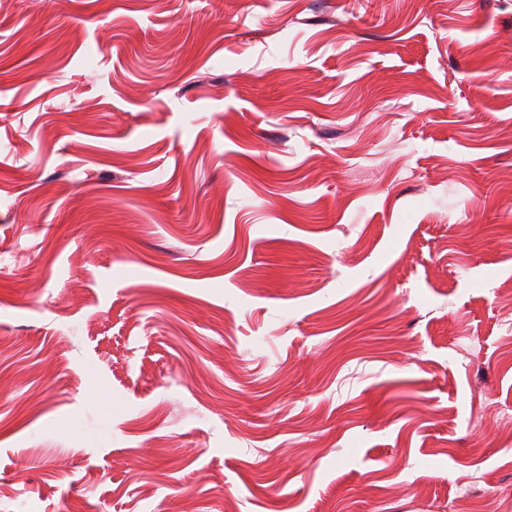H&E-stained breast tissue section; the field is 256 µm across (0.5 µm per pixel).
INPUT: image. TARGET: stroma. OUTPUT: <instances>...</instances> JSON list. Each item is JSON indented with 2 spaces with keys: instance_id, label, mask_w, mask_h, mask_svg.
Wrapping results in <instances>:
<instances>
[{
  "instance_id": "obj_1",
  "label": "stroma",
  "mask_w": 512,
  "mask_h": 512,
  "mask_svg": "<svg viewBox=\"0 0 512 512\" xmlns=\"http://www.w3.org/2000/svg\"><path fill=\"white\" fill-rule=\"evenodd\" d=\"M512 512V0H0V512Z\"/></svg>"
}]
</instances>
